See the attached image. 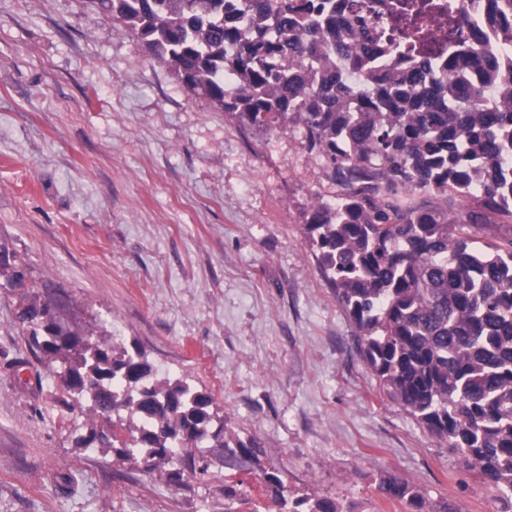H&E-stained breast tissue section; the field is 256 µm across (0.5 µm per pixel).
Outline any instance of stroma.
Returning <instances> with one entry per match:
<instances>
[{"label": "stroma", "instance_id": "obj_1", "mask_svg": "<svg viewBox=\"0 0 512 512\" xmlns=\"http://www.w3.org/2000/svg\"><path fill=\"white\" fill-rule=\"evenodd\" d=\"M336 184L301 129L243 123L188 95L93 0H0V249L30 296L100 343L138 344L208 394L247 461L209 453L170 484L67 409L0 286V512H224V490L337 499L345 512H497L478 474L383 391L304 230ZM379 489L388 497L399 501H405L415 511L424 507L425 499L417 488L408 482L395 478L383 479L379 484Z\"/></svg>", "mask_w": 512, "mask_h": 512}]
</instances>
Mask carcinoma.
I'll return each instance as SVG.
<instances>
[{
    "label": "carcinoma",
    "instance_id": "cac0c4a2",
    "mask_svg": "<svg viewBox=\"0 0 512 512\" xmlns=\"http://www.w3.org/2000/svg\"><path fill=\"white\" fill-rule=\"evenodd\" d=\"M127 24L153 59L186 89L252 126L298 124L340 188L316 201L305 231L336 300L358 332L357 350L386 393L431 436L460 453L512 512V0H484L483 26L448 57L420 51L408 70L390 67L398 48L377 41L348 0H94ZM431 8L464 14L465 0ZM434 193L448 208L416 202ZM8 285L23 274L0 250ZM22 305L31 341L61 362L62 385L109 417L112 438L135 426L122 455L167 461L170 482L196 468L212 431L211 399L180 379L158 381L136 346H87ZM379 489L419 512L425 499L405 481ZM307 500L293 503L291 512ZM309 504V503H307ZM307 512H344L315 497Z\"/></svg>",
    "mask_w": 512,
    "mask_h": 512
}]
</instances>
